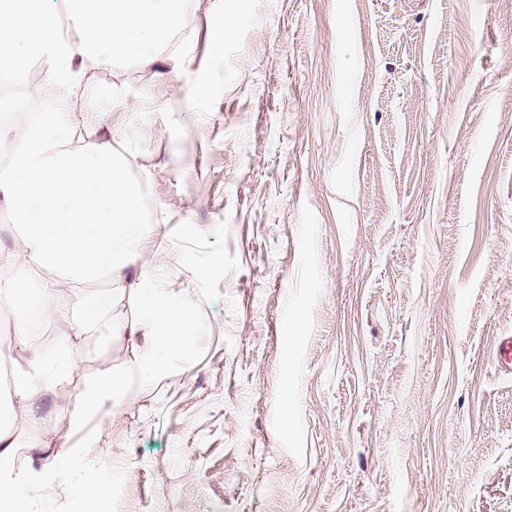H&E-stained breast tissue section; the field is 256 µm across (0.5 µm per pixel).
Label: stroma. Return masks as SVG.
<instances>
[{
  "instance_id": "1",
  "label": "stroma",
  "mask_w": 512,
  "mask_h": 512,
  "mask_svg": "<svg viewBox=\"0 0 512 512\" xmlns=\"http://www.w3.org/2000/svg\"><path fill=\"white\" fill-rule=\"evenodd\" d=\"M186 29L178 87L164 63L107 84L90 65L68 117L88 132V101L126 96L106 122L129 124L117 149L165 215L145 272L196 343L144 381L152 337L55 335L57 387L0 401L13 467L45 475L30 512H512V375L491 356L512 333V16L195 0ZM16 239L0 200V285L59 279L9 261ZM108 289L73 282L46 325Z\"/></svg>"
}]
</instances>
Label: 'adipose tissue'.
<instances>
[{"label":"adipose tissue","instance_id":"adipose-tissue-1","mask_svg":"<svg viewBox=\"0 0 512 512\" xmlns=\"http://www.w3.org/2000/svg\"><path fill=\"white\" fill-rule=\"evenodd\" d=\"M188 0H69L59 16L52 0H0V73L15 72L29 58L42 68L40 86L53 103L40 123L20 136L0 137V196L21 226L15 258L25 265H50L72 280L108 278L112 299H121L145 262L141 240L152 230L143 191L132 175L130 157L115 142L127 129L113 127L109 138L74 140L67 113L58 109L79 82L87 64L137 61L150 68L163 59L164 38L184 25ZM142 316L129 322L113 316L116 336H149L151 354L132 369L151 377L168 355L190 350L196 323L186 307L170 304L152 283L141 289ZM59 355L36 352L16 369L10 392L28 404L54 385ZM13 442L0 432V512H29L31 494L43 477L21 474L10 462Z\"/></svg>","mask_w":512,"mask_h":512}]
</instances>
